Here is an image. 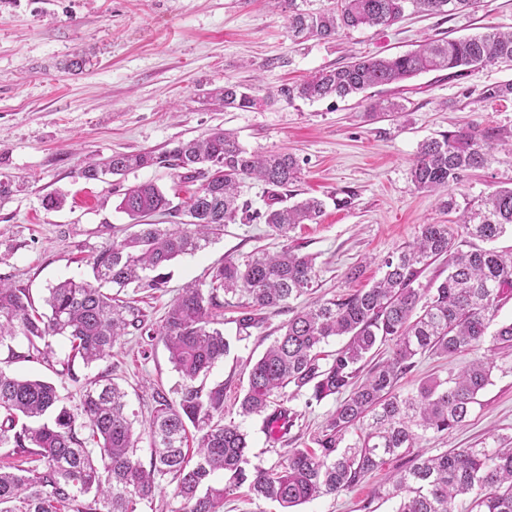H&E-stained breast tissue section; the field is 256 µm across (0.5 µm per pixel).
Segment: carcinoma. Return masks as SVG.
Wrapping results in <instances>:
<instances>
[{
    "label": "carcinoma",
    "mask_w": 512,
    "mask_h": 512,
    "mask_svg": "<svg viewBox=\"0 0 512 512\" xmlns=\"http://www.w3.org/2000/svg\"><path fill=\"white\" fill-rule=\"evenodd\" d=\"M288 4L296 38H335L342 29L389 27L412 6L427 14H450L477 0H336V7L306 12ZM512 63V31L489 26L458 39L426 42L402 55L360 58L318 70L296 85L298 97L345 98L369 88L398 84L420 73L452 70L463 77L473 68ZM218 100L226 108H250L255 99L234 84L224 85ZM509 145V132L478 125L446 131L419 144L410 176L424 192L457 184L470 171L488 166L491 153ZM158 166L183 171L201 181L185 202L187 221L172 227L144 223L92 257L93 281H61L48 288L49 313L35 308L29 290L0 281V347L11 359L49 360L50 339L70 340L73 356L87 366L112 357V348L128 328L145 329L140 310L102 291L165 287L169 264L206 247L226 224L260 221L286 237L300 224H316L324 202L307 197L290 205L269 202L263 211L240 202L241 187L256 179L286 188L298 181L300 164L288 153L249 152L222 128L202 139L181 141L162 153H114L80 170L95 180ZM444 208L459 212L466 237L447 224H423L415 242L384 261L385 272L366 289L346 297L317 300L293 311L282 333L248 372L239 415L264 416L269 438L278 441L297 426L300 414L281 399L305 397L310 407L329 396L335 409L312 439L314 449L294 448L278 466L252 465L247 433L224 421V384L206 390L193 382L205 376L230 351L220 328V295L238 299L237 340L264 328L266 311L285 308L311 292L317 279L315 258L286 248L277 254L255 252L226 258L210 272L208 284H190L168 306L157 335L174 370L185 380L170 400L156 393L147 428L135 427L126 392L101 376L85 386L71 407L57 387L36 378L0 370V447L26 458L29 467L0 468V512H139L153 500L163 480L176 483L181 512H219L224 496L246 486L258 499L290 509L358 485L386 461L401 460L429 435L455 429L471 415L478 395L501 366L488 358L441 379L432 377L402 393L397 385L426 353L448 355L490 341L503 356L512 355V321L494 325L501 301L512 296V252L494 243L512 231V187H500L460 207L454 196ZM119 209L134 220L171 211L163 191L152 182L128 188ZM447 276L424 287L420 277L437 260ZM23 338L27 351L13 347ZM332 337L347 342L332 355L321 347ZM393 346L392 358L360 379L362 362L378 344ZM197 433L196 459L184 451L189 428ZM360 433L349 440L350 430ZM148 438L150 461L136 458ZM227 483L212 484L215 474ZM395 512H512V437L494 435L471 448L415 455L391 474Z\"/></svg>",
    "instance_id": "obj_1"
}]
</instances>
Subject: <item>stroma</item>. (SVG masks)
<instances>
[{"mask_svg":"<svg viewBox=\"0 0 512 512\" xmlns=\"http://www.w3.org/2000/svg\"><path fill=\"white\" fill-rule=\"evenodd\" d=\"M489 25L512 29V0H478L451 16L409 11L388 27L302 42L290 32L287 8L270 0H0V182L11 185L10 194L0 197V279L29 288L38 302L52 283L91 279L93 254L134 231L118 208L126 189L153 182L179 207L198 185L178 170L155 166L88 180L80 176L81 166L118 152L159 153L221 127L248 151L294 154L301 178L283 193V204L315 196L326 200L325 212L287 239L262 223L225 225L205 249L171 264L162 290L127 288L147 324L160 326L181 289L206 280L224 259L257 249L276 253L287 244L314 257L318 295L370 287L382 274V260L413 242L421 225L456 220V213L442 208L441 194L416 188L409 174L412 159L422 140L442 131L471 123L512 131V98L483 95L492 83L512 81V65L476 69L462 78L444 70L424 72L345 99L308 101L289 89L354 57L394 56L427 38L471 36ZM78 56L86 60L83 69L70 70ZM228 83L244 88L255 106L216 105L213 93ZM371 99L397 102L400 110L371 118ZM511 185L512 153L499 149L488 168L465 176L452 192L457 201L473 202ZM342 188L356 192L345 209L327 201ZM54 194L66 201L47 208L45 200ZM358 264L360 275L349 277ZM288 318L285 311L270 314L263 332L234 342L204 378L208 388L223 384L225 419H238L248 361L263 354ZM51 343L54 365L11 362L1 350L0 369L53 382L73 406L88 379L110 375L143 421L154 410L155 389L172 394L182 384L155 335L130 330L108 361L87 367L77 360L67 369L62 362L69 341L55 337ZM494 357L498 352L488 342L451 357H419L401 389L414 390L430 375L444 377ZM500 360L501 371L467 421L444 437L427 438L421 450L434 454L496 434L512 436V360ZM291 406L302 417L283 442L268 440L262 417L240 419L251 462L269 468L289 450L310 445L336 399L308 408L299 397ZM395 467L387 462L353 489L299 505L298 512H395L397 501L387 496Z\"/></svg>","mask_w":512,"mask_h":512,"instance_id":"35a3bbf8","label":"stroma"}]
</instances>
